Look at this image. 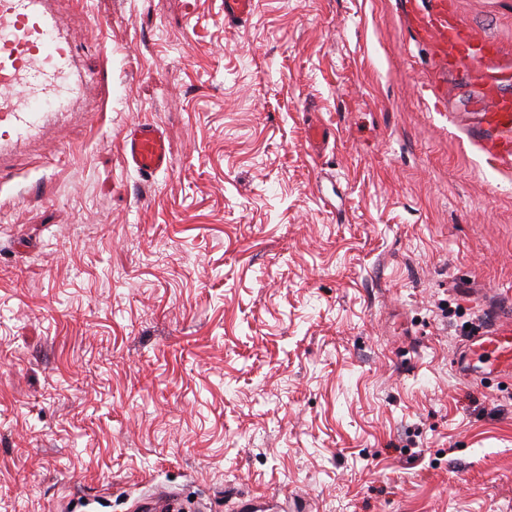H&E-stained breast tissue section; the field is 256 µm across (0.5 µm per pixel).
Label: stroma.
I'll use <instances>...</instances> for the list:
<instances>
[{"label": "stroma", "instance_id": "35a3bbf8", "mask_svg": "<svg viewBox=\"0 0 512 512\" xmlns=\"http://www.w3.org/2000/svg\"><path fill=\"white\" fill-rule=\"evenodd\" d=\"M512 66V0H453ZM102 117L0 183V512H512V163L401 0H82ZM160 127L171 166L121 159ZM326 131L322 151L310 126ZM257 5L256 0H224V21L247 22L256 14ZM121 154L125 166L147 182L170 164L164 133L149 121L138 122L121 135ZM490 355L487 370L476 369L474 359ZM455 369L464 375L474 376L481 381L487 375L507 378L512 374V319L503 316L490 329L472 334L467 347L455 358Z\"/></svg>", "mask_w": 512, "mask_h": 512}]
</instances>
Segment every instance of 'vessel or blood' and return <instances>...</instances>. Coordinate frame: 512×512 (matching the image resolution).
Segmentation results:
<instances>
[{"label": "vessel or blood", "mask_w": 512, "mask_h": 512, "mask_svg": "<svg viewBox=\"0 0 512 512\" xmlns=\"http://www.w3.org/2000/svg\"><path fill=\"white\" fill-rule=\"evenodd\" d=\"M57 0H0V161L18 144L35 139L50 121L72 111L87 86L75 45V31ZM257 0H224V20L246 22ZM415 34L431 44L440 65L469 64L481 72L482 94L473 104L485 137L478 144L491 159L512 158V73L498 64L497 40L474 37L457 17L452 0H429L415 14ZM125 166L147 182L170 164L163 132L136 123L121 135ZM459 373L486 379L512 376V318L472 334L455 359Z\"/></svg>", "instance_id": "1"}]
</instances>
